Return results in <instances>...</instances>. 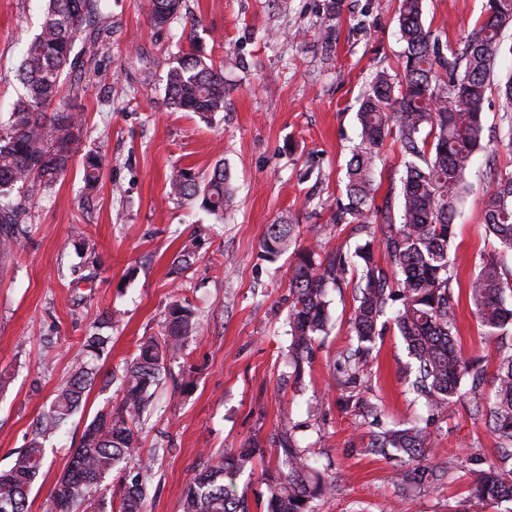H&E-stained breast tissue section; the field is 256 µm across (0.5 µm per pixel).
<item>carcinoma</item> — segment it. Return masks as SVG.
Listing matches in <instances>:
<instances>
[{"label": "carcinoma", "mask_w": 512, "mask_h": 512, "mask_svg": "<svg viewBox=\"0 0 512 512\" xmlns=\"http://www.w3.org/2000/svg\"><path fill=\"white\" fill-rule=\"evenodd\" d=\"M44 2L38 29L26 42L17 68L24 92L0 125L1 251L20 245L18 209L6 197L15 191L30 198L35 189L55 183L79 152L87 127L73 101L84 91L86 65L112 29V0ZM181 7L182 0H148L150 20L158 28L178 18ZM398 24L406 43L402 74L377 71L361 95V141L346 163L345 190L335 202L336 223L365 229L368 236L354 261L356 305L350 323L358 348L342 353V360L351 377L358 378L357 355L370 350L380 334V318L392 313L414 360L412 391L424 407L440 413L460 401L466 380L475 385L483 375L477 361L459 348V297L450 249L456 237V208L469 190L467 174L474 157L494 142L512 152V121L505 130H488L482 112L496 58L506 51L512 54V45L503 40L512 28V0H486L460 51L448 48L426 27L422 0H399ZM164 93L177 112L202 117L222 112L224 71L193 46L174 56ZM389 135L398 144L402 166L396 215L389 205L383 210L374 205L379 149ZM82 169L86 187L95 189L102 158L87 153ZM168 193L199 202V208L218 221L236 207L232 175L222 164L207 174L174 168ZM482 215L494 246L480 256L466 295L484 334L493 337L512 326V302L507 300L512 297V278L504 265V255L512 253V171L501 170L490 178ZM378 222L383 227L377 236L369 228ZM299 233V225L282 220L268 225L262 240L264 258L270 262L292 246L297 251L288 282V358L297 368L326 332L327 287L341 280L349 264L340 254H323L317 240L299 246ZM377 250L384 255V267L375 259ZM197 252V239H187L171 273L185 278ZM115 323L112 314L84 337L69 378L38 417L13 465L0 471V512H30L29 495L42 473L46 441L79 410L95 383L98 371L91 362L103 355L111 340L103 330ZM203 331L197 308L176 298L169 302L160 333L142 337L121 373L112 374L122 398L85 424L67 467L43 502V512H103L95 493L115 471L121 488L111 509L147 512L145 475L151 466L141 456L142 424L156 409L153 389L166 374L167 363L181 357L188 342ZM498 352L493 396L469 390L472 413L497 438L499 458L497 465L470 470V495L493 504L512 500V344L499 346ZM279 448L277 469L265 474L267 512H319L320 503L336 491L335 478L318 466L315 451L295 445L291 433L280 434ZM361 452L396 459L403 485H441L461 465L457 459L430 464L437 456V440L416 420L379 427ZM264 453L257 440L234 450L207 452L205 468L184 493L182 512H249L238 481Z\"/></svg>", "instance_id": "cac0c4a2"}]
</instances>
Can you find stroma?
Here are the masks:
<instances>
[{"label": "stroma", "mask_w": 512, "mask_h": 512, "mask_svg": "<svg viewBox=\"0 0 512 512\" xmlns=\"http://www.w3.org/2000/svg\"><path fill=\"white\" fill-rule=\"evenodd\" d=\"M484 0H424L427 25L461 50ZM327 0H183L169 27H153L147 0H115L112 31L95 67L108 84L87 82L77 101L90 130L82 151L106 158L100 184L87 191L80 162L27 200L21 245L0 252V469L27 443L34 422L70 374L71 361L93 322L119 314L107 351L94 365L121 371L135 343L162 328L171 297L201 312L205 334L187 357L170 365L155 390L157 413L143 426L152 463L147 512H182L185 489L205 460L203 449L268 443L290 422L301 447L315 450L336 477L335 496L320 512H512V502L484 505L468 496L457 470L435 488L402 489L397 461L361 450L378 424L421 419L439 439L438 460L460 457L485 468L497 440L467 402L428 413L408 391L410 358L393 323H386L358 384L346 381L340 359L356 349L350 330L356 271L329 286V331L318 337L294 380L286 363L288 275L293 252L261 259L268 224L289 216L329 251L353 255L365 241L334 223L329 200L344 191V167L359 142L361 93L379 68L397 70L405 45L398 35L397 0H345L329 19ZM42 0H0V121L22 90L21 50L35 32ZM224 66V109L210 120L176 112L164 101L170 57L191 34ZM512 170V153H479L458 205L452 256L467 284L489 243L482 233L487 160ZM223 161L237 207L223 222L170 197L173 166L209 172ZM200 236L189 281L175 287L174 257ZM465 356L494 371L497 352L468 302L457 313ZM191 373L193 387L174 386ZM115 384L96 382L86 401L47 443L42 475L31 495L38 512L98 409L115 404Z\"/></svg>", "instance_id": "obj_1"}]
</instances>
